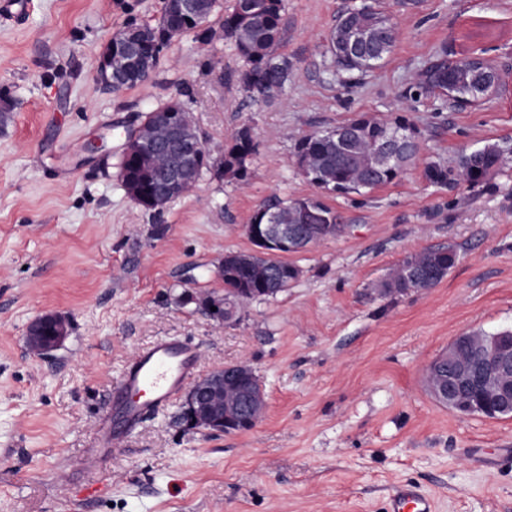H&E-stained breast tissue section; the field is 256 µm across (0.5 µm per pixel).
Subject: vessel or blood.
I'll return each instance as SVG.
<instances>
[{
	"label": "vessel or blood",
	"instance_id": "1",
	"mask_svg": "<svg viewBox=\"0 0 512 512\" xmlns=\"http://www.w3.org/2000/svg\"><path fill=\"white\" fill-rule=\"evenodd\" d=\"M200 354L184 340L163 337L138 349L112 389V416L95 433L92 454H112L124 434L149 411L169 405L196 376ZM388 512H434L432 500L416 485L395 488Z\"/></svg>",
	"mask_w": 512,
	"mask_h": 512
}]
</instances>
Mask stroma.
Here are the masks:
<instances>
[{"mask_svg":"<svg viewBox=\"0 0 512 512\" xmlns=\"http://www.w3.org/2000/svg\"><path fill=\"white\" fill-rule=\"evenodd\" d=\"M362 0H286L276 55L282 96L240 90L231 42L175 37L145 84L112 92L96 56L132 21L157 22L163 0H33L0 24V86L16 108L0 123V512H387L408 482L436 512H512V418L461 416L438 403L425 368L457 336L512 329V0H377L395 25L374 71L336 70L326 50L337 18ZM484 55L494 95L460 108L408 88L440 49ZM173 99L187 103L211 153L242 125L258 144L249 184L204 175L161 212L124 191L127 134ZM401 115L421 152L400 178L364 194L321 196L342 228L288 255V288L220 322L219 266L249 252L246 226L271 197L307 198L297 142L359 114ZM106 137L103 151L83 145ZM488 144L502 150L481 182L437 185ZM449 248L435 287L381 285L409 254ZM56 313L69 334L31 353L27 326ZM180 337L200 373L248 364L267 399L247 432L187 429L180 405L148 415L115 454L90 455L112 386L141 347ZM480 449L486 465L473 464Z\"/></svg>","mask_w":512,"mask_h":512,"instance_id":"35a3bbf8","label":"stroma"}]
</instances>
